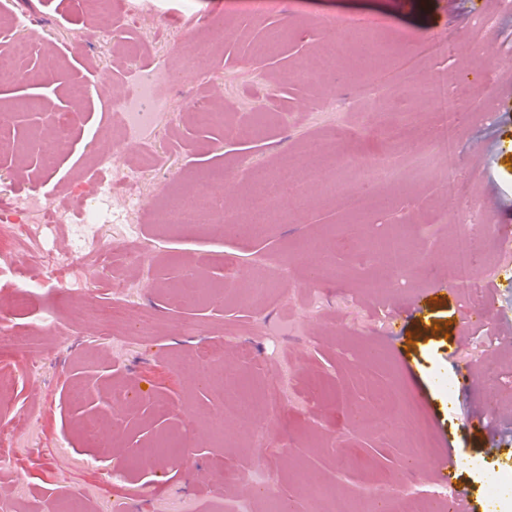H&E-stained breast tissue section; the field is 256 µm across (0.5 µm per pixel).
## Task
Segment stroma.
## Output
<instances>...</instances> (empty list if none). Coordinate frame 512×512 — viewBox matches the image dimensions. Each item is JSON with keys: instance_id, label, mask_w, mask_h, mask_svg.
Here are the masks:
<instances>
[{"instance_id": "obj_1", "label": "stroma", "mask_w": 512, "mask_h": 512, "mask_svg": "<svg viewBox=\"0 0 512 512\" xmlns=\"http://www.w3.org/2000/svg\"><path fill=\"white\" fill-rule=\"evenodd\" d=\"M42 32L20 59L29 77L0 83V125L22 147L0 154V206L34 189L80 213L110 115L106 105L132 89L135 65L114 50L121 37L178 71L159 95L171 121L152 132L168 162L142 185L146 207L133 215L150 257L109 260L112 272L87 274L67 225L49 229L51 247L70 255L63 278L43 275L42 254L21 238L0 246L18 256L0 274V329L21 337L0 351V505L9 512H331L333 497L353 512H407L401 490L440 492L435 460L461 455L455 484L474 512H512V0H111L120 33L75 43L95 16L77 0H12ZM348 32L343 71L303 84L297 72L325 52L327 32ZM378 51L364 55L362 39ZM209 47L200 73L187 55ZM55 58V73L44 72ZM448 78L461 115L455 146L443 151L433 113L407 121L415 80ZM86 89L72 108L71 85ZM223 113L219 123L200 110ZM73 149L41 165L59 117ZM264 121L250 139L237 126ZM423 148L420 167L365 185L353 160L392 154L395 134ZM324 146L316 181L306 144ZM212 184L224 214L238 213L253 173H288L298 194L282 218L258 235L215 239L203 228L159 227L156 197ZM457 181L460 197L443 185ZM487 219L471 289L435 274L471 216ZM414 246L409 270L377 256L381 244ZM224 287L199 301L181 283L188 271ZM132 292L122 324L91 311L113 305L112 273ZM267 281L261 298L249 289ZM217 347L214 368L235 369L253 396L273 389L278 406L242 418L225 393L186 373L189 350ZM482 363L488 394L462 389L458 371ZM85 388L74 399L72 386ZM404 407L381 423L375 395ZM488 405L503 432L470 422ZM108 420L97 439L80 422ZM432 456L405 461L415 433Z\"/></svg>"}]
</instances>
